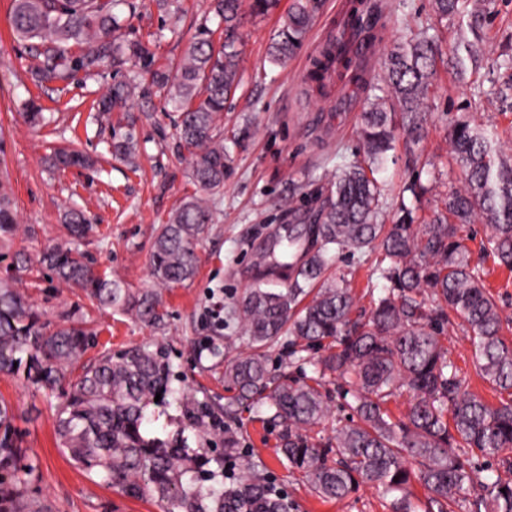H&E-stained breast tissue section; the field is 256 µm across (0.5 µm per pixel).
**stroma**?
I'll list each match as a JSON object with an SVG mask.
<instances>
[{
	"label": "stroma",
	"mask_w": 512,
	"mask_h": 512,
	"mask_svg": "<svg viewBox=\"0 0 512 512\" xmlns=\"http://www.w3.org/2000/svg\"><path fill=\"white\" fill-rule=\"evenodd\" d=\"M386 26L376 43L366 72L380 70L385 53L404 36L396 19L405 13L429 16L431 0H378ZM349 0H320L314 24L287 67L268 60V47L278 28V15L245 17L238 47L242 58L240 84L224 109V133L243 132V146H230L234 162L224 191L211 200L213 222L198 242V271L193 280L174 288L155 289L150 255L161 224L184 197L195 193L187 177V153L179 149L175 114L163 90L143 80L127 112H116L108 124L94 119L93 104L113 84L138 72L137 62L100 74L82 72L67 80L36 85L32 60L10 30V0H0V180L8 182L18 215L14 241L0 242V278L15 277L44 320L72 322L95 334L85 354L93 361L104 353L119 354L133 346L165 348L173 369L184 377L183 387L198 398L223 403L224 367L198 360L195 347L207 337L236 339L247 350V339L229 310L235 295L253 281L259 265L269 262L268 247L285 225L308 215L316 202L310 183L324 171L336 170L359 146L362 105L347 101L344 82L320 95L303 83L311 59L336 32V21ZM120 33L128 41L148 43L156 65L173 68L203 29L221 34L224 25L211 10L210 0H179L177 8L157 0H131L117 10ZM442 57L426 109V135L420 147L424 165L414 166L404 140H397L383 179L394 186L387 212L399 204L396 184L420 177L430 192L418 215L430 218L458 173L448 169V124L459 112L497 128L506 149H512V96L505 102L474 98L467 79L447 66L455 50V25L437 24ZM41 107L46 121L29 126L23 114L29 104ZM133 129L138 142L136 165L110 153L113 133ZM71 145L97 161L94 168H53L54 149ZM293 199L295 214L282 204ZM83 209L94 231L81 251L95 271L135 292L157 290L167 313L166 325L156 330L133 315L93 306L78 289L66 287L48 269L15 273L12 257L18 247L38 256L49 245L69 240L62 222L66 206ZM0 399L8 402L17 435L28 456L39 464L40 478L31 497L53 512H162L151 498H131L101 485L96 477L74 466L57 445L56 396L34 391L23 374H0ZM241 454L238 467L269 477L288 496L290 512H392L391 496L364 486L347 499L324 501L306 479L289 469L278 453L279 428L269 411H244L239 417Z\"/></svg>",
	"instance_id": "obj_1"
}]
</instances>
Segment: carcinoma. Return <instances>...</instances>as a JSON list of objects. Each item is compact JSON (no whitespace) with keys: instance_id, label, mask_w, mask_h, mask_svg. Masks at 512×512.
I'll list each match as a JSON object with an SVG mask.
<instances>
[{"instance_id":"obj_1","label":"carcinoma","mask_w":512,"mask_h":512,"mask_svg":"<svg viewBox=\"0 0 512 512\" xmlns=\"http://www.w3.org/2000/svg\"><path fill=\"white\" fill-rule=\"evenodd\" d=\"M127 0H12L14 37L25 43L35 64L31 75L42 85L88 75L110 63L134 59L143 74L167 92L177 113L176 136L187 151L188 177L197 193L186 197L161 225L151 256V276L170 288L192 280L197 270L196 244L212 221L204 196L224 191L232 156L224 147L220 125L224 104L240 82L238 29L242 15L274 11L279 0H212L224 22L218 42L205 29L177 63L175 72L154 67L149 45L119 42L115 9ZM435 19L459 18L455 68L480 70L481 49L467 38L479 36L494 19L492 0H433ZM316 0H291L280 16L268 51L269 61L286 66L311 26ZM346 23L359 46L372 47L378 36L374 9L354 8ZM409 36L387 55L372 79L355 68L342 45L328 39L313 59L306 81L323 89L332 74L351 73L365 94L359 114L361 148L320 188L323 200L306 232H288L282 251L288 260V286L260 275L232 303L229 314L247 336L249 352L224 356V386L233 396L217 405L171 387L172 365L166 352L133 346L117 357L106 353L67 378L70 365L94 344L75 324L52 326L41 319L26 296L0 280V373L25 367L38 391L58 393L55 405L59 446L78 468L124 494L152 496L166 512H289L287 495L274 482L249 470L225 466L237 459L240 439L232 423L240 409L272 412L281 427L279 451L288 467L303 473L322 499L341 500L369 485L397 493L394 512H512V480L491 466L473 467L464 458L477 451L485 459L512 451V344L504 339V320L485 284L486 270L472 262L460 232L474 219L486 223L482 249L497 265L512 271V156L503 154L497 130L461 113L448 127L451 162L462 186L448 191L443 208L417 225L430 188L414 178L399 189L400 204L385 223L386 185L378 179L389 152L402 133L408 148L425 138V107L436 76L438 43L428 20L409 27ZM142 74L112 86L97 103V118L126 105L139 93ZM473 96L490 100L500 93L494 81H472ZM112 155L127 162L137 153L134 134L112 139ZM62 167L92 165L89 156L70 148L54 153ZM410 195L413 204L403 201ZM69 245L45 249L38 263L59 281L81 289L101 307L134 314L150 327L165 326L154 292L135 294L116 280L97 274L81 260L79 246L93 226L83 210L65 211ZM16 224L13 203L0 182V235ZM373 273L388 283L371 296L368 312L354 315L356 300L348 274L328 271L340 255H360ZM468 335L475 371L508 399L497 406L470 392L467 377L447 356L440 341L450 318ZM286 336L291 365L313 367V376L274 375L267 348ZM314 351L316 357L306 353ZM342 382L351 397L348 423L326 440L310 435L327 411L325 383ZM407 392L412 404L404 418H393L388 404ZM171 395L186 425L172 439L146 435L147 409ZM13 413L0 401V512H51L28 495L38 477L35 461L25 460L13 429ZM194 433L192 449L185 431ZM427 491L423 510L412 500L410 485Z\"/></svg>"}]
</instances>
